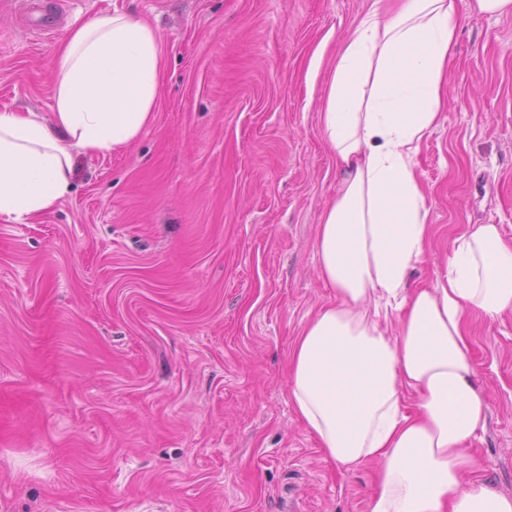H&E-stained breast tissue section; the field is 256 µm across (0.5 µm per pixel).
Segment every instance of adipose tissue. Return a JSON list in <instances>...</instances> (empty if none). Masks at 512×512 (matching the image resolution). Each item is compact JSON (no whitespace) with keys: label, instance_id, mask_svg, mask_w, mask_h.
<instances>
[{"label":"adipose tissue","instance_id":"adipose-tissue-1","mask_svg":"<svg viewBox=\"0 0 512 512\" xmlns=\"http://www.w3.org/2000/svg\"><path fill=\"white\" fill-rule=\"evenodd\" d=\"M458 22L459 0L373 7L324 97L339 184L315 250L333 296L292 345L290 398L327 457L377 462L366 512H512V497L472 477L468 448L487 413L469 319L512 312V246L498 225H469L443 278L407 285L432 234L417 155L441 118ZM163 62L159 33L130 12L75 25L51 119L0 109V218L26 224L63 199L72 150L134 142L155 117Z\"/></svg>","mask_w":512,"mask_h":512}]
</instances>
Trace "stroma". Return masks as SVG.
I'll use <instances>...</instances> for the list:
<instances>
[{
    "mask_svg": "<svg viewBox=\"0 0 512 512\" xmlns=\"http://www.w3.org/2000/svg\"><path fill=\"white\" fill-rule=\"evenodd\" d=\"M373 2L0 0V107L18 112L50 118L74 18L129 10L164 42L138 140L74 151L50 212L0 218V512H365L375 465L325 455L288 359L331 298L320 112ZM445 91L417 156L432 236L412 287L444 275L467 225L512 245L511 14L464 11ZM469 331L488 404L472 473L512 496V313Z\"/></svg>",
    "mask_w": 512,
    "mask_h": 512,
    "instance_id": "stroma-1",
    "label": "stroma"
}]
</instances>
